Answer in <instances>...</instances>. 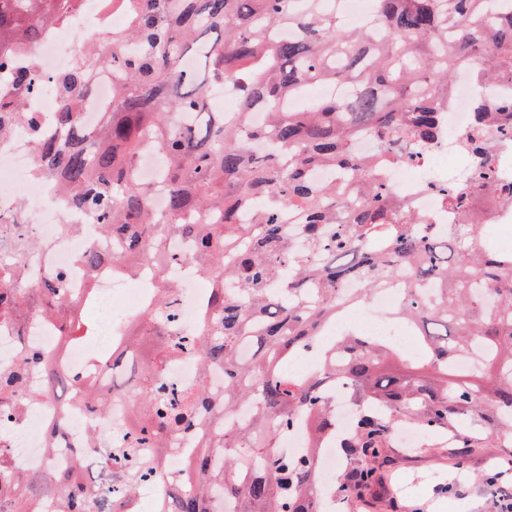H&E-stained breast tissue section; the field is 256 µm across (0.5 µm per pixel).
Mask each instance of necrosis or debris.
<instances>
[{
  "instance_id": "4bbe7bcc",
  "label": "necrosis or debris",
  "mask_w": 512,
  "mask_h": 512,
  "mask_svg": "<svg viewBox=\"0 0 512 512\" xmlns=\"http://www.w3.org/2000/svg\"><path fill=\"white\" fill-rule=\"evenodd\" d=\"M120 12L112 0H75L64 22L54 25L33 54H20L23 67L41 80V86L26 98L27 111L40 121L39 128L29 122L16 123L9 135L0 138V286L29 288L51 277L63 278L75 303H90L95 322L94 337L85 343L69 342L58 322L31 315L26 324V338L17 341L11 320L0 318V363L17 361L23 348L42 350L58 369L76 379L72 396L60 402L52 398L38 401L18 395L15 404H0V452L14 468L31 474H73L76 482L100 494L109 462L101 449L91 447L92 434L104 435L113 445L123 442L125 426L130 420L132 404L118 396L108 419H98L83 398L89 386L112 393L110 359L113 352L128 347V332L140 326L151 334L147 312L155 305L157 279L151 265H140L136 272L111 266L89 271L78 261L89 246L111 252V239L101 237L96 224L81 209L72 206L53 185L37 181L33 146L36 135L60 137V130L48 115L57 111L62 99L56 79L64 66L73 65L81 53L98 49L100 33L118 20ZM112 106V73L99 74L93 91L78 107V121L85 130L95 129L104 112ZM478 99L467 74H460L451 103L441 114L443 137L437 145L417 150L412 160L388 166L382 173L398 200L419 216L425 232L438 234L441 225L461 223V216L450 209L432 186L436 183H467L477 163L472 153L463 151L466 135L475 125ZM495 178L485 191L482 218L489 224H512V148L505 146L494 157ZM22 215L32 235L46 247L31 258H23L9 246L7 233L15 215ZM173 297L176 316L166 331L174 336L194 335L201 322L203 289L199 277L190 267L172 268ZM405 297L402 285L376 294L375 307L385 311L380 321L367 324L369 335L403 347L408 338L395 322L394 312ZM164 383L193 387L199 383L215 392L222 391V369L205 366L195 354L172 362ZM218 430L207 416H200L191 431L173 440L170 449L156 454L151 448H135L131 454L135 465L146 471L139 497L153 507H160L174 490L188 478L187 463L195 454L200 439H220ZM319 472V512H336L339 503L330 495L336 474L343 463L330 444H323L315 455Z\"/></svg>"
}]
</instances>
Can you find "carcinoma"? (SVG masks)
<instances>
[{"instance_id":"carcinoma-1","label":"carcinoma","mask_w":512,"mask_h":512,"mask_svg":"<svg viewBox=\"0 0 512 512\" xmlns=\"http://www.w3.org/2000/svg\"><path fill=\"white\" fill-rule=\"evenodd\" d=\"M125 25L112 30V47L85 56L62 79L63 108L55 124L67 139H39L36 167L47 182L112 235V256L92 249L93 270L103 263L132 270L156 265L161 306L172 282L167 267L188 261L211 279L208 315L199 335L141 342L143 384L132 447L165 449L169 430L186 429L201 412L228 418L253 408L224 430L223 443L204 440L192 462L193 480L176 491L162 512H318L314 454L289 456L276 439L306 418L316 443L336 435V416L324 384L342 377L358 407L352 430L339 442L349 467L334 489L339 500L376 483L368 460L381 458L399 414L425 430L454 433L493 426L512 439V251L473 241L481 217L473 204L491 177L478 168L466 187L437 191L464 218L442 237L413 230L419 218L396 208L393 188L377 178L388 163L411 156L415 143L438 142L440 112L457 74L469 70L485 105L478 115L501 118L512 135V112L492 105L497 85L512 81V14L499 0H374L373 28L347 29L336 0H121ZM73 0H0V71L13 69L15 51L32 52L46 30L64 20ZM131 42L135 49L124 50ZM118 74L112 111L93 132L77 122L76 102L88 95L98 72ZM228 82L238 93L235 112L207 107L213 86ZM315 83H349L350 99L322 98L302 111L287 101ZM36 75L19 77L14 99L0 104V136L27 116L24 97ZM255 112L265 122H252ZM360 133L378 144L377 161L352 150ZM156 152L154 180L136 176L140 156ZM328 167L335 180L310 177ZM167 197L169 214L151 210ZM253 210V222H237ZM304 213L305 256L288 241L281 213ZM171 236L191 241L189 256L166 247ZM408 279L409 297L398 311L417 336L422 359L348 325L321 348L315 372L296 377L289 363L326 335L347 305ZM362 288L343 296L344 282ZM231 282L236 291L225 288ZM53 318L64 335L91 333L75 319L62 278L19 297L0 290V316L14 320L24 339L29 312ZM224 370L222 394L207 386L153 390L184 353ZM399 361L407 372L392 374ZM469 363L465 371L456 369ZM41 370L34 400L69 382L41 364L37 350L14 368H0V402L14 398L23 375ZM18 496L5 512H27L42 481L15 476ZM133 477L126 489L109 487L98 508L131 512ZM63 512H89L87 493L61 477Z\"/></svg>"}]
</instances>
